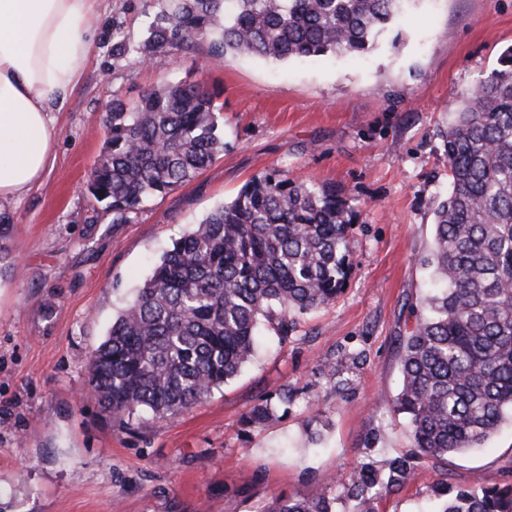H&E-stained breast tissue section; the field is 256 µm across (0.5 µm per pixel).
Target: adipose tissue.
<instances>
[{
    "label": "adipose tissue",
    "mask_w": 512,
    "mask_h": 512,
    "mask_svg": "<svg viewBox=\"0 0 512 512\" xmlns=\"http://www.w3.org/2000/svg\"><path fill=\"white\" fill-rule=\"evenodd\" d=\"M99 0H0V200L20 199L55 158V115L95 44Z\"/></svg>",
    "instance_id": "1"
}]
</instances>
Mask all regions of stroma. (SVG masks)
I'll return each instance as SVG.
<instances>
[{"label":"stroma","instance_id":"1","mask_svg":"<svg viewBox=\"0 0 512 512\" xmlns=\"http://www.w3.org/2000/svg\"><path fill=\"white\" fill-rule=\"evenodd\" d=\"M146 0H102L95 51L58 113L55 163L19 200L15 259L0 275V512H261L366 460L408 453L391 400L399 340L430 293L423 264L450 190L443 131L460 94L512 47V0H411L364 57L212 61L206 45L145 64ZM121 28L129 53L112 55ZM215 95L226 148L191 182L116 224L87 190L113 99L168 82ZM273 169L341 190L355 215L351 275L334 303L296 316L288 340L260 329L253 361L211 397L129 428L83 397L91 353L161 255L251 177ZM287 410L250 408L281 386ZM451 485L512 484V420L485 445L422 460L382 512H433ZM292 396L293 392L288 390V387L270 393L245 415V423L255 426L272 420L275 417L276 409L279 406L288 405V402L292 400Z\"/></svg>","mask_w":512,"mask_h":512}]
</instances>
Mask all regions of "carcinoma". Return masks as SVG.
Wrapping results in <instances>:
<instances>
[{"label": "carcinoma", "mask_w": 512, "mask_h": 512, "mask_svg": "<svg viewBox=\"0 0 512 512\" xmlns=\"http://www.w3.org/2000/svg\"><path fill=\"white\" fill-rule=\"evenodd\" d=\"M412 0H157L138 45L144 61L208 44L210 58L290 61L368 54ZM462 92L443 134L451 189L434 211L438 284L400 347L393 398L412 436L381 470L368 461L323 488L280 496L263 512H378L415 478V462L481 447L512 417V49ZM88 191L112 223L192 181L224 152L214 94L199 82L115 99ZM352 218L336 188L271 172L248 181L175 241L121 309L88 362L87 395L122 427L143 411L183 413L236 377L261 322L283 341L294 316L336 300L349 274ZM14 224L0 212V262ZM282 388L245 415L268 422L292 400ZM437 512H512V487L449 489Z\"/></svg>", "instance_id": "obj_1"}]
</instances>
